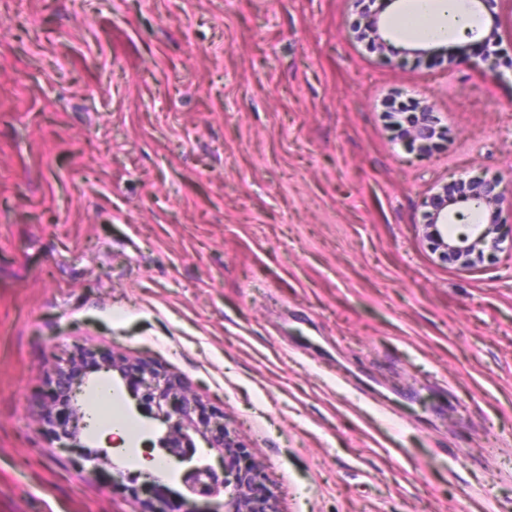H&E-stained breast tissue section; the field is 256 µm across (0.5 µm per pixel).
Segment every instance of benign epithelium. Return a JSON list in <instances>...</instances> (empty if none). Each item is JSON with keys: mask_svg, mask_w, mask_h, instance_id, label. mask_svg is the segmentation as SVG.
<instances>
[{"mask_svg": "<svg viewBox=\"0 0 512 512\" xmlns=\"http://www.w3.org/2000/svg\"><path fill=\"white\" fill-rule=\"evenodd\" d=\"M387 3L389 0H379V7L370 15L365 27L369 38L380 50L389 46L379 26V14ZM509 52H512V42L504 48L500 39L490 35L483 39L479 54L465 56L460 63L493 72L495 61ZM438 123L435 113L424 109L415 114L411 125L404 129V135L422 152L436 135ZM453 192L456 196L448 197V186L445 185L442 192L425 201V206L433 209L428 224L429 235L435 240L442 262L469 268L476 264L484 251L498 248L500 227L512 222V195L506 196L500 189V182L489 181L479 174L455 180ZM449 205L477 210L490 208L493 218L488 224H473L470 232L447 239L438 223L447 220L448 215L443 210ZM83 361L94 371L116 370L124 380L135 379L130 387L131 395L139 404L151 407L155 419L166 426V432L158 439V447L165 449L174 463L192 461L197 453L198 440L208 450L217 451L221 460L226 449L236 447L235 437L224 424L223 417L208 413L203 403L188 396L187 390L166 371L115 357L98 362L91 349L80 350L66 364L55 368L52 396L42 409L41 420L48 426L58 447L77 445L81 427L85 426V412L78 396L83 392L86 377L75 370V364ZM222 468L219 473L209 464L193 465L182 473L181 480L193 496L206 499L224 496L221 509L215 512H273L271 493L263 482L260 466L237 470L224 464Z\"/></svg>", "mask_w": 512, "mask_h": 512, "instance_id": "1", "label": "benign epithelium"}]
</instances>
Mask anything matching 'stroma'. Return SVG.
I'll return each mask as SVG.
<instances>
[{"mask_svg": "<svg viewBox=\"0 0 512 512\" xmlns=\"http://www.w3.org/2000/svg\"><path fill=\"white\" fill-rule=\"evenodd\" d=\"M472 55L512 38L475 0ZM369 0H0V512H159L134 459L38 418L91 347L221 412L277 512H512V241L442 263L424 201L512 187L498 76L358 40ZM436 112L425 157L392 100ZM111 382L132 437L165 427Z\"/></svg>", "mask_w": 512, "mask_h": 512, "instance_id": "35a3bbf8", "label": "stroma"}]
</instances>
